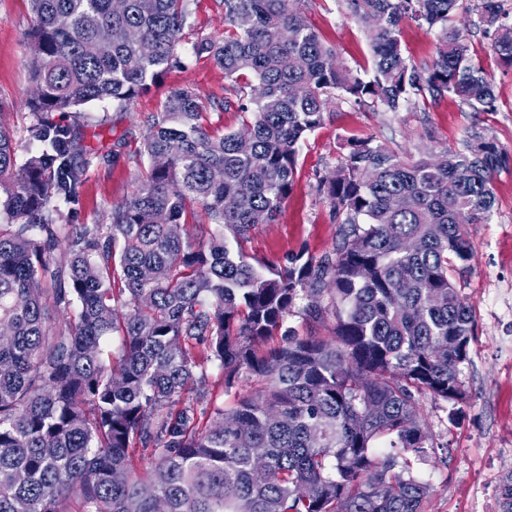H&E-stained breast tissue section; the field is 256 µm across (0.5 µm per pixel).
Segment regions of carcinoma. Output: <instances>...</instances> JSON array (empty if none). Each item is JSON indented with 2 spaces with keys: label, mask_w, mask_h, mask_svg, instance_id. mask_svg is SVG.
Segmentation results:
<instances>
[{
  "label": "carcinoma",
  "mask_w": 512,
  "mask_h": 512,
  "mask_svg": "<svg viewBox=\"0 0 512 512\" xmlns=\"http://www.w3.org/2000/svg\"><path fill=\"white\" fill-rule=\"evenodd\" d=\"M298 2L224 0V37L194 51L227 79H254L221 105L243 128L211 127L192 91H171L148 120L149 169L112 223L63 235L49 202L78 201L88 148L52 114L129 103L179 67L187 3L31 0L41 149L17 163L0 127V512H64L72 498L83 512H424L430 486L411 471L426 452L421 397L467 399L476 321L453 273L512 157L478 128L464 148L417 159L349 137L317 185L339 224L334 250L251 264L253 216L276 221L301 143L333 107L397 112L448 96L489 112L496 100L454 24L463 0H347L371 45L369 79L328 65L336 53ZM476 12L512 67V13L503 0ZM409 20L437 31L427 65L402 50ZM61 245L64 269L51 260ZM296 312L312 329L332 320L331 337L290 331L265 347ZM210 362L225 391L244 375L257 388L203 426L184 396ZM137 444L152 450L148 469ZM499 501L512 512V473Z\"/></svg>",
  "instance_id": "carcinoma-1"
}]
</instances>
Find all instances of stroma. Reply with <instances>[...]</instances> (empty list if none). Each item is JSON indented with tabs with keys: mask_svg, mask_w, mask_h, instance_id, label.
Segmentation results:
<instances>
[{
	"mask_svg": "<svg viewBox=\"0 0 512 512\" xmlns=\"http://www.w3.org/2000/svg\"><path fill=\"white\" fill-rule=\"evenodd\" d=\"M300 8L342 64L362 75L370 71L369 43L345 0H301ZM32 18L30 0H0V123L10 130L21 162L39 149L29 133L32 117L27 106L33 86L31 56L24 41ZM223 34V0H189L178 48L181 68L125 111L95 101L76 112L55 113L56 122L79 130L90 150L78 203H50L63 223H111L113 207L130 196L148 166L141 153L147 118L172 90H194L212 126L227 132L240 128L239 113L221 109L224 98L233 97L235 82L193 51L200 36ZM463 34L493 81L494 111L475 113L448 97L435 102L416 98L396 112L341 104L302 143L293 192L276 223L251 231L245 244L251 258L280 262L302 248L317 257L333 250L339 226L316 187L341 166L342 143L348 137H371L390 150L416 155L463 148L470 128L478 126L512 153V67L496 60L482 30L469 25ZM494 192L492 217L488 223L470 226L473 253L454 275L476 320V336L460 375L467 401L458 407L428 396L422 403L428 453L414 461L413 471L431 486L425 512H499L496 489L512 472V165L496 174ZM189 400L204 422L214 406L232 405V394L224 390L223 371L209 367L204 383L190 393Z\"/></svg>",
	"mask_w": 512,
	"mask_h": 512,
	"instance_id": "35a3bbf8",
	"label": "stroma"
}]
</instances>
